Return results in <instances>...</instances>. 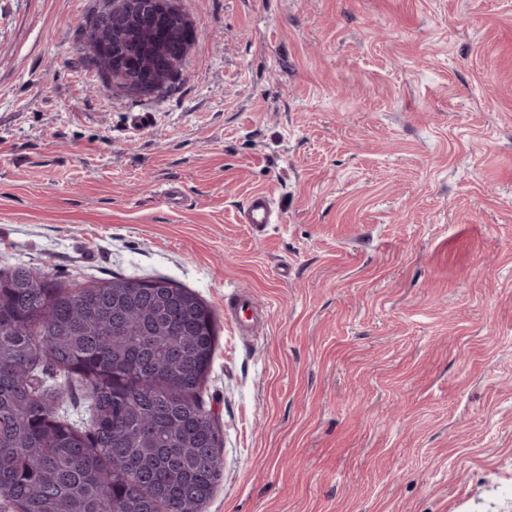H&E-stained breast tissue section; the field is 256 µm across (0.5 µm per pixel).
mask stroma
I'll return each mask as SVG.
<instances>
[{
	"mask_svg": "<svg viewBox=\"0 0 512 512\" xmlns=\"http://www.w3.org/2000/svg\"><path fill=\"white\" fill-rule=\"evenodd\" d=\"M100 2L0 0V269L209 306L204 512H512V0H178L153 95L87 64ZM274 207L271 198L265 193H256L250 200L245 213V223L255 229L273 224ZM228 311L235 319L234 324L242 335L250 334L260 320L256 303L246 292H238L230 299Z\"/></svg>",
	"mask_w": 512,
	"mask_h": 512,
	"instance_id": "stroma-1",
	"label": "stroma"
}]
</instances>
